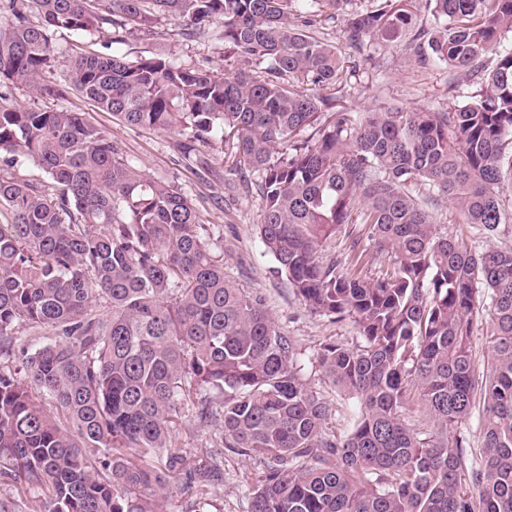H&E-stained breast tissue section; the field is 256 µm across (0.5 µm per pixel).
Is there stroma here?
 Masks as SVG:
<instances>
[{
  "instance_id": "1",
  "label": "stroma",
  "mask_w": 512,
  "mask_h": 512,
  "mask_svg": "<svg viewBox=\"0 0 512 512\" xmlns=\"http://www.w3.org/2000/svg\"><path fill=\"white\" fill-rule=\"evenodd\" d=\"M315 32L335 44L346 66L354 70L345 87L326 91L328 97L338 100L349 111L364 112L376 107L445 111L467 103L477 89L476 82L470 81L460 83L456 91H449L448 69L405 63L398 47L390 42L376 40L363 49H355L346 39L342 22L316 26ZM122 51L132 58L162 53L186 65L218 71L224 68L218 42L209 37H186L175 22L167 19L160 22L155 35L134 36ZM64 106L82 113L88 122L105 130L122 154L133 159L148 177L175 184L192 200L214 234L224 240L225 272L240 286L264 295L278 325L297 340L306 382L332 409V430L339 436L350 433L358 403L333 385L320 370L315 356L321 344L330 338L347 346L355 345L358 330L351 320L333 323L309 312L287 281L273 275L274 259L266 253L257 231L261 200L254 192L242 188L231 194L225 192L222 175L226 158L220 139L212 138L200 146V155L209 163L204 170L179 153L176 132L127 127L75 94L70 95ZM501 197L506 219L499 234L490 240L478 235L472 225L462 223L447 202H438L431 211L449 235L469 239L476 248L491 244L512 246V185L504 187ZM257 469L256 461L225 452L224 482L207 495L210 512H249L248 494Z\"/></svg>"
}]
</instances>
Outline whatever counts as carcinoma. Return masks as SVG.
<instances>
[{
	"label": "carcinoma",
	"mask_w": 512,
	"mask_h": 512,
	"mask_svg": "<svg viewBox=\"0 0 512 512\" xmlns=\"http://www.w3.org/2000/svg\"><path fill=\"white\" fill-rule=\"evenodd\" d=\"M373 2L0 0V477L46 495L49 512H164L176 481L207 512L224 468L174 444L190 407L223 447L260 459L249 512H512V246L479 251L425 207L444 198L489 238L504 223L512 0ZM310 6L341 18L355 47L408 35V61L477 77L478 89L449 112L334 110L298 89L348 81L336 45L307 31ZM421 9L439 35L424 39ZM163 19L187 37L217 26L224 72L111 51ZM60 29L110 38L80 47L57 82L44 74ZM15 88L57 101L75 91L127 125L176 131L188 158L220 137L224 185L253 177L272 273L310 312L359 330L360 343L316 355L360 403L348 436L328 428L331 409L264 297L225 277L187 196L80 113L10 102ZM28 162L45 179L10 172ZM344 224L363 225L382 256L373 274L355 268L359 235L352 265L318 260ZM475 409L477 453L463 432Z\"/></svg>",
	"instance_id": "1"
}]
</instances>
